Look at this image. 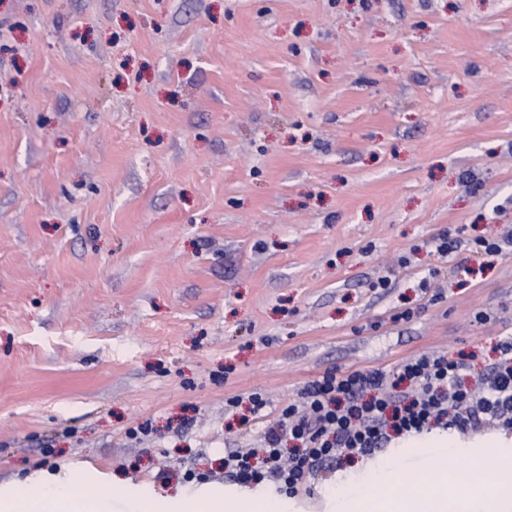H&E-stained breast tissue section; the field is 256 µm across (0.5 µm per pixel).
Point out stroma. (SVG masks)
<instances>
[{
	"mask_svg": "<svg viewBox=\"0 0 512 512\" xmlns=\"http://www.w3.org/2000/svg\"><path fill=\"white\" fill-rule=\"evenodd\" d=\"M508 225L512 0H0V488L238 494L224 453L264 429L231 398L274 416L328 369L488 363L512 253L470 247ZM427 438L452 471L512 459ZM415 446L281 512H350L403 459L433 485Z\"/></svg>",
	"mask_w": 512,
	"mask_h": 512,
	"instance_id": "1",
	"label": "stroma"
}]
</instances>
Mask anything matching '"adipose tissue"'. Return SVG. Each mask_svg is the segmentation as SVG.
<instances>
[{
  "mask_svg": "<svg viewBox=\"0 0 512 512\" xmlns=\"http://www.w3.org/2000/svg\"><path fill=\"white\" fill-rule=\"evenodd\" d=\"M402 478H395L385 497L364 495L354 512H472V498L465 496L455 473H442L432 491L407 495L401 490ZM111 488L97 490L88 497L71 496L66 486L50 485L38 497L25 496L19 487L0 491V512H98V505L110 497ZM184 512H278L276 503L264 499L225 501L220 495L192 494L184 501Z\"/></svg>",
  "mask_w": 512,
  "mask_h": 512,
  "instance_id": "ef3b65f1",
  "label": "adipose tissue"
}]
</instances>
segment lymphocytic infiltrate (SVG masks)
<instances>
[{"mask_svg": "<svg viewBox=\"0 0 512 512\" xmlns=\"http://www.w3.org/2000/svg\"><path fill=\"white\" fill-rule=\"evenodd\" d=\"M497 359L474 371L473 354H423L395 366L328 370L267 421L262 448L224 457V479L271 483L296 496L383 451L433 429L463 435L512 433V336Z\"/></svg>", "mask_w": 512, "mask_h": 512, "instance_id": "1", "label": "lymphocytic infiltrate"}]
</instances>
